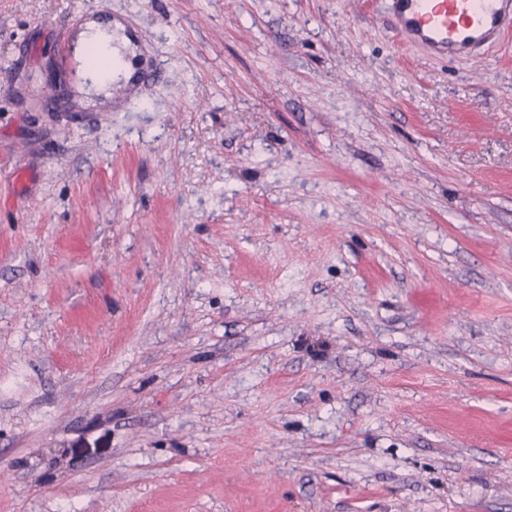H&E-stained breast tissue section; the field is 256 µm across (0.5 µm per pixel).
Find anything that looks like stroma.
I'll use <instances>...</instances> for the list:
<instances>
[{
  "instance_id": "obj_1",
  "label": "stroma",
  "mask_w": 512,
  "mask_h": 512,
  "mask_svg": "<svg viewBox=\"0 0 512 512\" xmlns=\"http://www.w3.org/2000/svg\"><path fill=\"white\" fill-rule=\"evenodd\" d=\"M0 512H512V20L0 0ZM406 41L434 57L459 58L498 38L512 16L511 0H391ZM91 48L102 58L101 69L93 70L88 65L87 55ZM132 52V42L121 23L112 25V21L96 19L81 23L71 41L72 64L81 78L76 85L81 101L111 105L112 82L122 81L126 85L134 74L126 58Z\"/></svg>"
}]
</instances>
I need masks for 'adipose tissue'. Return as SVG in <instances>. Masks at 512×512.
<instances>
[{
    "mask_svg": "<svg viewBox=\"0 0 512 512\" xmlns=\"http://www.w3.org/2000/svg\"><path fill=\"white\" fill-rule=\"evenodd\" d=\"M132 51L121 23L89 19L78 26L71 41V55L82 102L111 105L113 82H129L134 74L127 59Z\"/></svg>",
    "mask_w": 512,
    "mask_h": 512,
    "instance_id": "1",
    "label": "adipose tissue"
}]
</instances>
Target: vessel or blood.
Returning a JSON list of instances; mask_svg holds the SVG:
<instances>
[{
    "mask_svg": "<svg viewBox=\"0 0 512 512\" xmlns=\"http://www.w3.org/2000/svg\"><path fill=\"white\" fill-rule=\"evenodd\" d=\"M406 41L434 57L459 58L498 38L512 0H391Z\"/></svg>",
    "mask_w": 512,
    "mask_h": 512,
    "instance_id": "1",
    "label": "vessel or blood"
}]
</instances>
